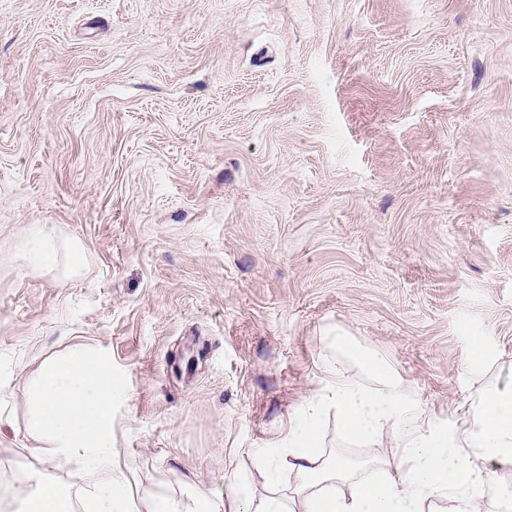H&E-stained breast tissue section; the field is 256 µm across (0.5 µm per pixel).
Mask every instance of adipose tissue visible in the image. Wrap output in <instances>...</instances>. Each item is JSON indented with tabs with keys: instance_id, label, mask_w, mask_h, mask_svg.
Listing matches in <instances>:
<instances>
[{
	"instance_id": "ef3b65f1",
	"label": "adipose tissue",
	"mask_w": 512,
	"mask_h": 512,
	"mask_svg": "<svg viewBox=\"0 0 512 512\" xmlns=\"http://www.w3.org/2000/svg\"><path fill=\"white\" fill-rule=\"evenodd\" d=\"M22 257L43 270L67 261L76 268L81 249L60 242L45 224L23 229ZM323 362L326 381L300 405L277 443L256 450L261 466L288 471L299 512H512V484L499 482L485 461L512 465V394L496 389L480 397L475 423L448 425L424 415L404 379L374 350L346 336L332 337ZM354 363L342 369L340 359ZM112 365L82 349L47 360L29 400L27 429L35 450L57 468L71 467L88 485L73 498L69 485L51 479L13 486L0 512H224L206 493L177 507L162 492L132 493L112 452ZM335 411L344 438L373 442L386 425L395 429L399 458L393 475L359 479L343 460L320 451L326 411Z\"/></svg>"
}]
</instances>
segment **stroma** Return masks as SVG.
Instances as JSON below:
<instances>
[{
	"label": "stroma",
	"instance_id": "obj_1",
	"mask_svg": "<svg viewBox=\"0 0 512 512\" xmlns=\"http://www.w3.org/2000/svg\"><path fill=\"white\" fill-rule=\"evenodd\" d=\"M28 224L81 269L28 268ZM336 335L436 419L512 391V0H0V497L48 468L30 381L84 345L131 483L292 506L253 451ZM322 443L397 454L332 412Z\"/></svg>",
	"mask_w": 512,
	"mask_h": 512
}]
</instances>
